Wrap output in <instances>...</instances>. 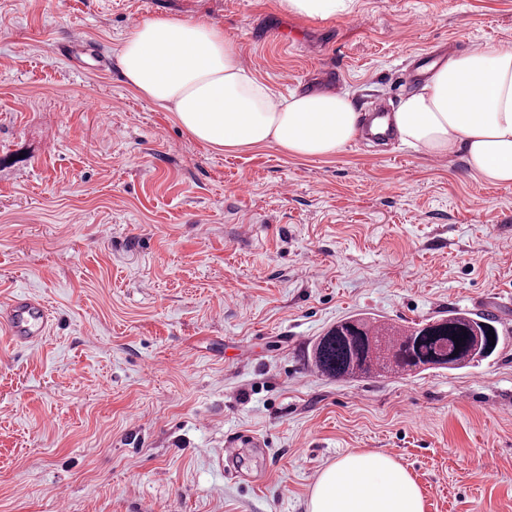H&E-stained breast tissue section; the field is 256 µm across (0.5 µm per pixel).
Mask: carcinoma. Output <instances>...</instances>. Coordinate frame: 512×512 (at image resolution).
Instances as JSON below:
<instances>
[{"label": "carcinoma", "instance_id": "cac0c4a2", "mask_svg": "<svg viewBox=\"0 0 512 512\" xmlns=\"http://www.w3.org/2000/svg\"><path fill=\"white\" fill-rule=\"evenodd\" d=\"M492 322L452 313L398 329L358 314L337 322L318 339L314 363L322 374L338 380L413 369L463 368L495 351L488 341L489 332H497Z\"/></svg>", "mask_w": 512, "mask_h": 512}]
</instances>
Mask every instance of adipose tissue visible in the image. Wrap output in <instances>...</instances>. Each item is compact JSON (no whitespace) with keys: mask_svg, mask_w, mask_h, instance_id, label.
Segmentation results:
<instances>
[{"mask_svg":"<svg viewBox=\"0 0 512 512\" xmlns=\"http://www.w3.org/2000/svg\"><path fill=\"white\" fill-rule=\"evenodd\" d=\"M118 65L141 97L172 112L196 142L234 153L267 145L302 157L336 154L365 117L345 93L276 95L242 63L223 28L159 17L125 37ZM400 142L416 153L462 157L472 176L512 183V46L450 57L392 114ZM309 512H424L410 473L391 456L353 451L320 475Z\"/></svg>","mask_w":512,"mask_h":512,"instance_id":"ef3b65f1","label":"adipose tissue"}]
</instances>
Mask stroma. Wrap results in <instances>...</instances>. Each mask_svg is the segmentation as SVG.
Listing matches in <instances>:
<instances>
[{
	"mask_svg": "<svg viewBox=\"0 0 512 512\" xmlns=\"http://www.w3.org/2000/svg\"><path fill=\"white\" fill-rule=\"evenodd\" d=\"M206 18L275 93L396 106L417 53L512 46V0H0V303L41 300L40 343L0 333V512H308L321 471L389 454L425 512H512V185L399 141L329 157L223 153L118 67L130 19ZM111 132H104V125ZM496 318L469 367L336 380L320 336ZM237 451L225 476V449ZM280 8L290 14L310 17L326 18L337 14H350L354 7V0H280ZM61 55L70 61L77 62L83 69L103 70L109 63L106 58L96 53L79 33L72 35L69 43L63 47ZM83 56L89 58L91 63L83 59Z\"/></svg>",
	"mask_w": 512,
	"mask_h": 512,
	"instance_id": "35a3bbf8",
	"label": "stroma"
}]
</instances>
